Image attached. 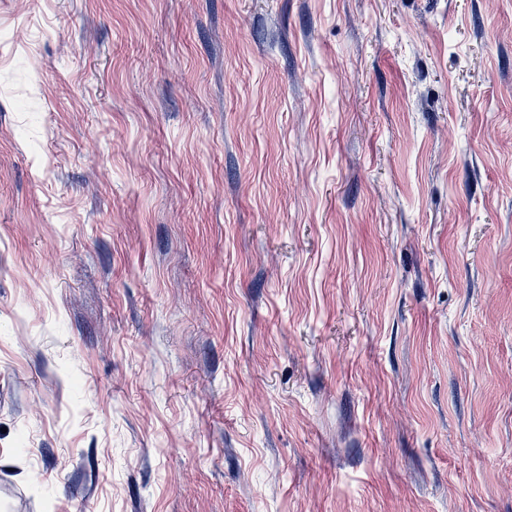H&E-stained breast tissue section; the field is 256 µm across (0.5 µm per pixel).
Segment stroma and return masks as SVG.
Wrapping results in <instances>:
<instances>
[{"label": "stroma", "instance_id": "35a3bbf8", "mask_svg": "<svg viewBox=\"0 0 512 512\" xmlns=\"http://www.w3.org/2000/svg\"><path fill=\"white\" fill-rule=\"evenodd\" d=\"M7 512H512V0H0Z\"/></svg>", "mask_w": 512, "mask_h": 512}]
</instances>
